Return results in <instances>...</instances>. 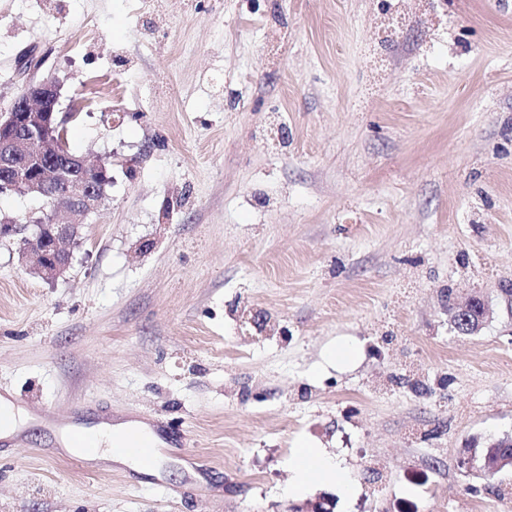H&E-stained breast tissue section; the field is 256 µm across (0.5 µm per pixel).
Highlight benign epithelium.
<instances>
[{"label": "benign epithelium", "mask_w": 512, "mask_h": 512, "mask_svg": "<svg viewBox=\"0 0 512 512\" xmlns=\"http://www.w3.org/2000/svg\"><path fill=\"white\" fill-rule=\"evenodd\" d=\"M60 96L61 85L50 77L29 81L0 113V193L44 198L49 186L64 185L52 201L65 210L66 221L45 213L26 224L9 217L0 222V241L17 240L20 259H34L36 273L46 281H55L70 269L71 245L113 183L106 166L92 165L70 151L67 123L78 116L82 104L72 103L60 117ZM448 313L454 324L476 332L489 321L492 311L483 298L472 295L463 304L450 306ZM458 465L468 473L493 477L499 472L500 460L483 458L472 448Z\"/></svg>", "instance_id": "7a95c632"}]
</instances>
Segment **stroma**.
<instances>
[{"label":"stroma","instance_id":"35a3bbf8","mask_svg":"<svg viewBox=\"0 0 512 512\" xmlns=\"http://www.w3.org/2000/svg\"><path fill=\"white\" fill-rule=\"evenodd\" d=\"M429 2L0 0V109L55 78L113 177L64 277L0 247V392L188 443L97 472L27 423L0 512H512L457 466L512 434V0ZM302 443L347 484L294 490ZM448 313L454 325L473 327V332L480 330L490 319L492 311L488 303L478 295H471L461 305H452Z\"/></svg>","mask_w":512,"mask_h":512}]
</instances>
